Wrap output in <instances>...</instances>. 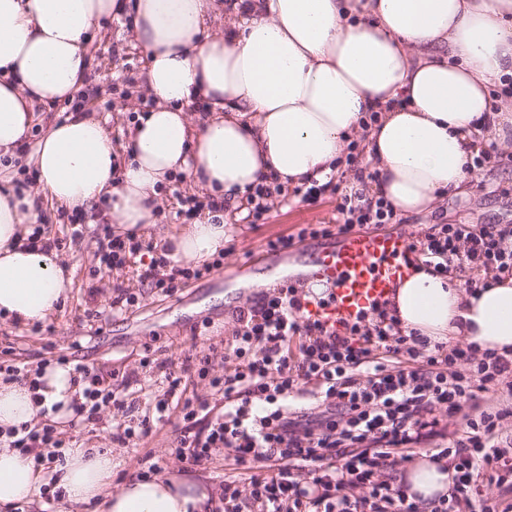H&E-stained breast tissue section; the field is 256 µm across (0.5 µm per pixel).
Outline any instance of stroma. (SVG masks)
I'll return each mask as SVG.
<instances>
[{"label": "stroma", "instance_id": "1", "mask_svg": "<svg viewBox=\"0 0 512 512\" xmlns=\"http://www.w3.org/2000/svg\"><path fill=\"white\" fill-rule=\"evenodd\" d=\"M129 26L126 19L104 22L108 34L89 46L92 64L84 86L86 111L97 113L115 140L120 139L131 113L142 111L145 95L146 59L139 47L123 38ZM502 152L503 160L485 168L469 193L443 196L430 213L404 217L399 232L418 235L435 224H512V144ZM335 207L336 198L330 194L314 203L293 198L275 203L262 224L248 223L242 210L230 211L226 229L234 248L225 254L223 268L188 282L171 297L142 285L130 266L94 272L95 225L83 224L81 239L73 242L66 214L48 211L49 230L52 236L61 237L60 252L75 266L74 288L40 330L17 327L0 318V351H11L14 359L33 366L55 362L61 355L80 360L100 371L124 399V409L103 412L97 422L69 432L73 441L85 447L111 451L113 485L152 468L159 474L183 471L221 486L225 475L232 472L225 449H213L210 459L201 464L182 460L176 450L182 428L177 416L126 446L113 442L112 435L155 416L156 391L170 364L212 349L223 350L237 325L236 311L257 304L266 293L256 286V279L283 266L292 268L298 256L319 246L318 241L308 239L288 252L273 254L266 248L267 239L294 233L302 224L329 221ZM117 283L139 298L137 305L118 315L111 308ZM148 345L154 350V362L146 368L141 360Z\"/></svg>", "mask_w": 512, "mask_h": 512}]
</instances>
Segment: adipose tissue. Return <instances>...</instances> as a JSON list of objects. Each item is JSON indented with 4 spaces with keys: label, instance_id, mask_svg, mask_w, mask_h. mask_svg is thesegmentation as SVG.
<instances>
[{
    "label": "adipose tissue",
    "instance_id": "1",
    "mask_svg": "<svg viewBox=\"0 0 512 512\" xmlns=\"http://www.w3.org/2000/svg\"><path fill=\"white\" fill-rule=\"evenodd\" d=\"M215 0H0V157L29 149L37 187L9 190L0 166V317L47 320L74 285L56 249L27 237L51 206L109 224L157 246L172 264L223 251L224 214L155 235L161 191L187 175L199 196L237 208L261 178L326 183L347 144L363 135L372 193L401 215L430 212L465 192L485 145L512 142V103L490 91L512 77V0H234L229 26L212 29ZM132 15L131 40L147 56L153 105L126 132L123 156L94 114L70 112L30 141L35 109L84 85L91 34ZM203 106L193 121L189 106ZM378 119L362 128L365 112ZM403 334L457 339L512 357V277L466 289L457 277L413 267L390 299ZM37 389L0 381V431L72 415L81 382L52 364ZM56 468L63 503L100 512H211L210 489L186 475L130 477L112 485V454L74 444ZM454 471L421 451L396 484L432 508ZM47 479L33 455L0 443V505L42 512Z\"/></svg>",
    "mask_w": 512,
    "mask_h": 512
}]
</instances>
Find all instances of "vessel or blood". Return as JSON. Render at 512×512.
I'll return each instance as SVG.
<instances>
[{
  "mask_svg": "<svg viewBox=\"0 0 512 512\" xmlns=\"http://www.w3.org/2000/svg\"><path fill=\"white\" fill-rule=\"evenodd\" d=\"M410 239L396 232L351 231L335 237L312 257L307 277L326 283L332 301L309 312L336 329L355 322L373 304L389 300L408 271Z\"/></svg>",
  "mask_w": 512,
  "mask_h": 512,
  "instance_id": "b4317fda",
  "label": "vessel or blood"
}]
</instances>
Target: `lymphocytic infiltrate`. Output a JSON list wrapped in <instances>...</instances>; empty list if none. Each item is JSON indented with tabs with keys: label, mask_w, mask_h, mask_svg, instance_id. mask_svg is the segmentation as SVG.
Masks as SVG:
<instances>
[{
	"label": "lymphocytic infiltrate",
	"mask_w": 512,
	"mask_h": 512,
	"mask_svg": "<svg viewBox=\"0 0 512 512\" xmlns=\"http://www.w3.org/2000/svg\"><path fill=\"white\" fill-rule=\"evenodd\" d=\"M328 191L336 195L334 221L277 236L267 241V250L284 253L298 241L397 221L384 197L344 192L334 183L288 188L261 182L248 192L244 206L256 224L277 198L314 201ZM97 244L95 258L102 270L125 267L141 248L132 235L116 234L108 224L100 225ZM410 251L442 276L457 269L512 275V224H438L430 233L411 237ZM223 265L220 256L197 267L172 266L158 257L138 269L137 277L170 296ZM310 301L286 285L240 310L233 340L224 349L229 371L213 375L211 360L204 357L166 374L158 414L178 410L183 427L177 445L185 460L199 463L211 449H228L235 470L250 476L248 496L256 512H420L419 504L386 475L400 446L435 434L438 410L456 414L477 392L512 377V358L471 344L432 347L419 336L403 335L384 303L335 330L311 317ZM383 351L402 355L404 365L388 367L378 359ZM58 362L71 366L84 384L72 427L96 421L106 409L124 408V399L93 367L65 356ZM192 373L209 379L222 394V410L188 393ZM307 384L314 388L315 402L302 414L292 410L288 399ZM505 415L502 409L482 410L468 420L465 438L440 450L455 472L454 487L431 512H456L462 504L497 512L483 487L488 480L501 484L512 478V450L498 441ZM8 435L10 447L40 463L61 460L68 445L49 419L11 428ZM268 461L277 462L276 471L255 475L256 465ZM299 469L304 478L296 477Z\"/></svg>",
	"instance_id": "1"
}]
</instances>
